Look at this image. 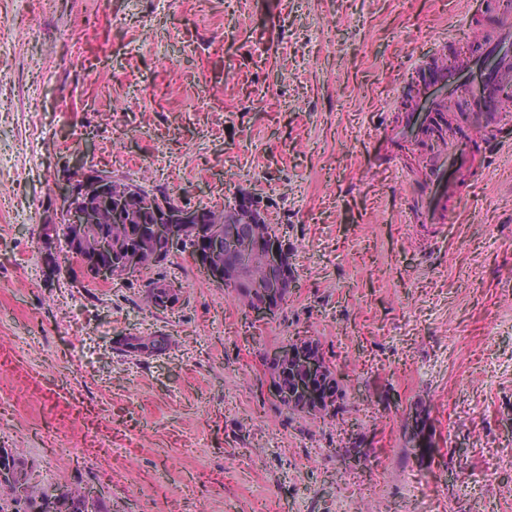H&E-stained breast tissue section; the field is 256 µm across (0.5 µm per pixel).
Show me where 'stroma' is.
Wrapping results in <instances>:
<instances>
[{
    "label": "stroma",
    "instance_id": "35a3bbf8",
    "mask_svg": "<svg viewBox=\"0 0 512 512\" xmlns=\"http://www.w3.org/2000/svg\"><path fill=\"white\" fill-rule=\"evenodd\" d=\"M493 21L478 0H0V449L112 512H512V149L437 233L405 207L416 158L369 162L404 72ZM90 165L186 207L259 199L286 301L254 321L181 253L104 288L64 239L46 253L57 184ZM147 334L167 349L122 352ZM301 338L346 389L335 416L269 390L265 352Z\"/></svg>",
    "mask_w": 512,
    "mask_h": 512
}]
</instances>
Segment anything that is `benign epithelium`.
Returning <instances> with one entry per match:
<instances>
[{
    "label": "benign epithelium",
    "mask_w": 512,
    "mask_h": 512,
    "mask_svg": "<svg viewBox=\"0 0 512 512\" xmlns=\"http://www.w3.org/2000/svg\"><path fill=\"white\" fill-rule=\"evenodd\" d=\"M63 192L58 198L56 219L42 226L43 244L53 243L57 235L56 220H65L71 230L66 232L67 248L71 252L81 249L83 268L94 280L108 281L122 277L145 266L165 263L172 255L185 252L201 268L207 277L217 284L234 280L240 288L238 299L248 308L256 321H263L276 311L275 300L268 297L254 300L246 297L247 291L263 292L273 283L276 287H293L291 272L283 265L285 246L282 241L264 231L267 223L265 209L260 202L245 198V209L255 217L252 225V247L263 255L267 278L254 277L251 269L243 265L230 266L218 262L224 252V242L236 237L233 224H214L203 217L204 211L168 205L162 198H144L133 183H118L106 170L88 167L62 176ZM127 210H138L145 220L142 227L143 242L137 246H117L114 257L104 261L100 258V247H88L92 241L90 229L105 224L111 217H119ZM288 359L301 367L305 377L298 391L308 405L322 413L333 412L332 397L313 393L314 381L324 372L321 360L310 350L301 346L293 348L282 345L265 354L264 361L269 371L277 363ZM406 431L412 449H419L425 442L427 432L417 413L406 421Z\"/></svg>",
    "instance_id": "7a95c632"
}]
</instances>
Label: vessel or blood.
I'll list each match as a JSON object with an SVG mask.
<instances>
[{"label":"vessel or blood","instance_id":"b4317fda","mask_svg":"<svg viewBox=\"0 0 512 512\" xmlns=\"http://www.w3.org/2000/svg\"><path fill=\"white\" fill-rule=\"evenodd\" d=\"M512 89V13L500 11L496 25L481 29L471 48L448 65L418 61L402 79L373 138L376 154L397 158L425 146L430 176L411 201L416 223L445 224L473 179L483 176L496 150L512 146V114L505 93ZM470 113L468 134L436 141L449 102Z\"/></svg>","mask_w":512,"mask_h":512}]
</instances>
